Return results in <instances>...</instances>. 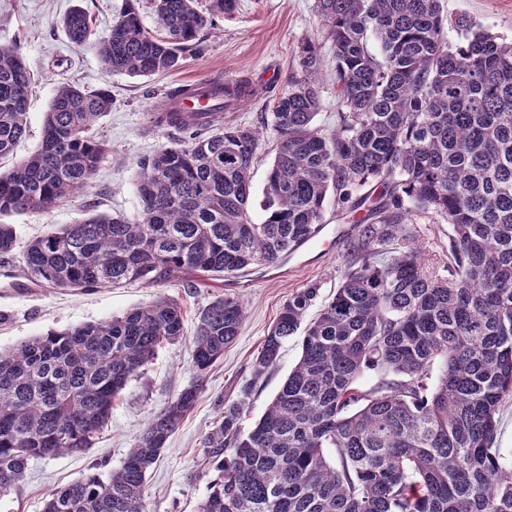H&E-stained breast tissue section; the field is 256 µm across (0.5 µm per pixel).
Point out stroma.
Masks as SVG:
<instances>
[{"instance_id":"stroma-1","label":"stroma","mask_w":512,"mask_h":512,"mask_svg":"<svg viewBox=\"0 0 512 512\" xmlns=\"http://www.w3.org/2000/svg\"><path fill=\"white\" fill-rule=\"evenodd\" d=\"M87 7L98 34L109 31L125 0H0V43H17L34 75L28 99L29 132L13 155L0 160L10 168L36 149L44 115L60 86L76 83L92 91L112 92L111 111L91 130L107 149L92 182L80 193L48 213L11 216L17 230L13 254L0 258V311L9 314L0 324V350L32 337L122 315L157 296L175 299L184 316L183 337L161 345L144 370L134 377L114 402L112 416L91 448L32 461L24 479L0 497V512H42L43 501L54 488L86 476L108 474L119 468L153 412L194 380L192 344L199 312L215 298L237 297L246 319L235 342L212 367L195 408L184 418L147 474L148 512H195L209 489L215 471L203 459L199 442L217 418V398H244L242 423L251 426L264 412L282 381L301 355V336L289 339L277 366L261 380H253L251 362L282 305L297 289L316 282L322 298L331 297L349 260L345 219L334 202H327L324 224L341 227L340 235L312 242L305 254H292L271 266L258 265L242 276L202 279L182 274L162 284L138 281L119 288L82 291L37 282L24 264V250L34 237L62 224H74L94 212L136 219L139 201L136 176L140 163L162 147L181 143L182 137L152 120L165 89L188 81L225 76L250 78L257 94L231 112L239 124L261 127L252 185L262 194L273 161L278 136L262 127L261 117L288 88L299 72L301 43L316 45L322 66L314 77L320 106L314 125L323 134L336 129L340 109L333 77V49L325 37L316 0H237L233 16H215L199 49L186 52L179 69L150 77H132L104 68L95 52L72 44L61 20L74 5ZM449 19L466 17L505 41H512V0H441ZM416 244L429 263L448 259V225L431 213L414 218Z\"/></svg>"}]
</instances>
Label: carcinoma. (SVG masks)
I'll return each instance as SVG.
<instances>
[{"mask_svg": "<svg viewBox=\"0 0 512 512\" xmlns=\"http://www.w3.org/2000/svg\"><path fill=\"white\" fill-rule=\"evenodd\" d=\"M209 2L153 0L160 35L131 3L102 36L81 6L62 25L106 70L147 77L178 69L213 17L236 8ZM317 11L344 111L335 133L314 126L309 77L322 60L313 43L300 45L302 76L267 121L278 140L259 221L260 130L223 116L255 88L240 79L219 88L218 111L177 112L170 105L197 88L170 87L153 123L189 141L143 163L139 219L97 212L54 228L27 244V271L76 290L235 275L314 239L332 195L353 214V261L313 320L317 283L282 305L254 378L299 333L302 353L262 416L247 429L243 400H217L202 448L218 475L196 512H512V461L495 447L512 396V42L457 19L461 40L448 43L440 0H317ZM31 82L18 47L0 44V158L27 135ZM111 109L107 88L56 91L39 148L0 172L1 257L17 245L6 217L49 213L95 177L105 148L89 132ZM429 212L451 229L441 267L415 244L412 216ZM244 319L235 297L208 304L192 336L195 380L151 415L119 468L51 490L43 512H148L147 472ZM182 335L180 304L159 296L1 350L0 496L32 459L91 447L127 383ZM371 371L381 379L364 390Z\"/></svg>", "mask_w": 512, "mask_h": 512, "instance_id": "obj_1", "label": "carcinoma"}]
</instances>
